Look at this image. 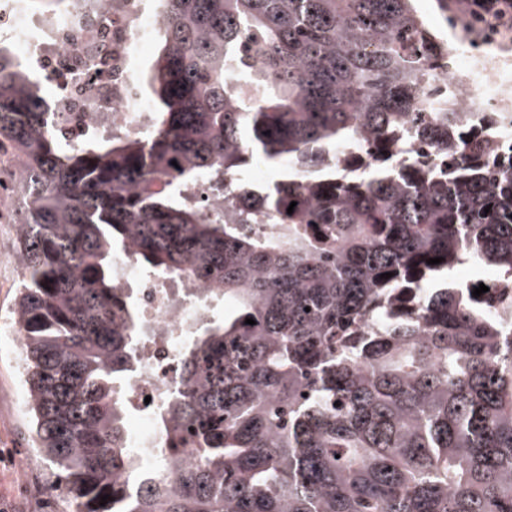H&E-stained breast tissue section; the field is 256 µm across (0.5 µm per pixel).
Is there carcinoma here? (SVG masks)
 I'll return each mask as SVG.
<instances>
[{
	"label": "carcinoma",
	"instance_id": "1",
	"mask_svg": "<svg viewBox=\"0 0 512 512\" xmlns=\"http://www.w3.org/2000/svg\"><path fill=\"white\" fill-rule=\"evenodd\" d=\"M158 2L142 137L72 149L0 43V137L24 157L14 320L70 512H512V306L434 287L481 264L512 285V142L459 133L429 175L393 154L338 179L325 159L462 127L426 94L434 126L409 132L404 91L433 60L415 0ZM256 158L285 166L258 191ZM126 245L230 303L180 352L165 405L187 464L142 470L112 402L140 363L112 280Z\"/></svg>",
	"mask_w": 512,
	"mask_h": 512
}]
</instances>
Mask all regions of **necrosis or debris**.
Returning a JSON list of instances; mask_svg holds the SVG:
<instances>
[{
  "label": "necrosis or debris",
  "mask_w": 512,
  "mask_h": 512,
  "mask_svg": "<svg viewBox=\"0 0 512 512\" xmlns=\"http://www.w3.org/2000/svg\"><path fill=\"white\" fill-rule=\"evenodd\" d=\"M160 21L153 0H112L108 6L77 0L56 14L33 12L26 0H0V43L49 78L57 127L77 149L92 134L149 130L152 109L138 89V61ZM426 90L447 98L479 138H512V62L486 56L465 40L445 43L426 89L408 90L407 97L418 103ZM112 276L138 313L143 341L139 371L113 401L129 448L150 469L169 445L161 415L177 380L178 354L212 301L196 282L146 276L127 248L115 253Z\"/></svg>",
  "instance_id": "obj_1"
}]
</instances>
